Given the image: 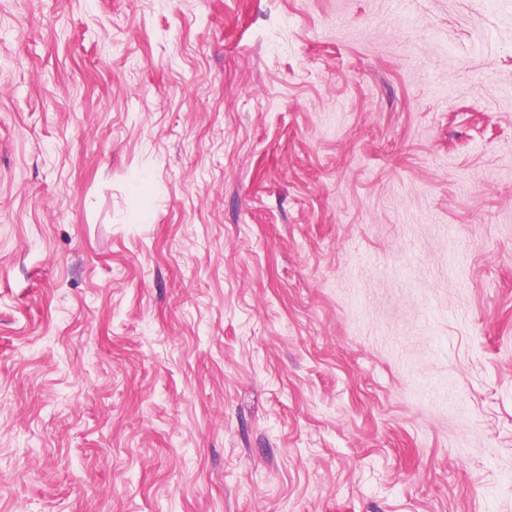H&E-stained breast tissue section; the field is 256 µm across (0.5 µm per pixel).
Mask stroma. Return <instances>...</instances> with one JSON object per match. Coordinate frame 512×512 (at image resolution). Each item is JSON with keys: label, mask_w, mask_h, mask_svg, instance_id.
Masks as SVG:
<instances>
[{"label": "stroma", "mask_w": 512, "mask_h": 512, "mask_svg": "<svg viewBox=\"0 0 512 512\" xmlns=\"http://www.w3.org/2000/svg\"><path fill=\"white\" fill-rule=\"evenodd\" d=\"M0 512H512V0H0Z\"/></svg>", "instance_id": "1"}]
</instances>
